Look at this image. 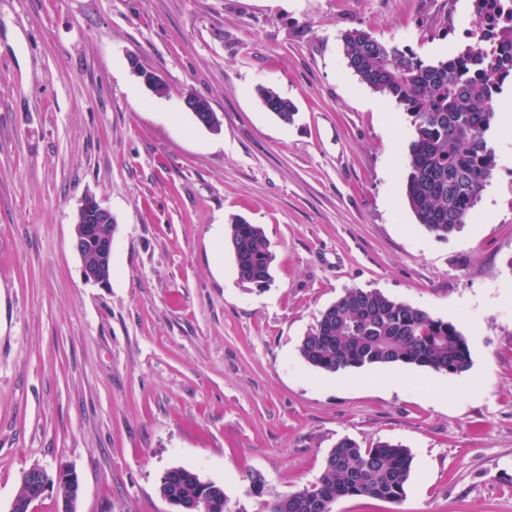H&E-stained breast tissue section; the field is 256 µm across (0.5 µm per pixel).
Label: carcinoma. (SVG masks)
Masks as SVG:
<instances>
[{"instance_id": "cac0c4a2", "label": "carcinoma", "mask_w": 512, "mask_h": 512, "mask_svg": "<svg viewBox=\"0 0 512 512\" xmlns=\"http://www.w3.org/2000/svg\"><path fill=\"white\" fill-rule=\"evenodd\" d=\"M478 28L464 50L433 62L410 48L362 29L341 34L348 69L408 115L411 139L405 168V200L421 224L439 239L459 231L497 167L490 132L499 120L498 95L512 78V22ZM498 48L490 55L488 45ZM265 109L282 123L294 121V104L268 88L258 89ZM238 279L263 287L274 260L263 228L243 218L230 225ZM299 352L312 367L336 373L367 366L408 365L435 373L462 374L471 367L466 338L456 325L378 290L351 288L321 314ZM413 458L400 444L361 447L349 437L336 442L321 475L302 489L275 495L266 512H334L345 498L400 502ZM208 489L205 512H230L224 488L204 483L192 469L173 468L162 496L194 501Z\"/></svg>"}]
</instances>
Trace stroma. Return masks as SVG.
I'll return each instance as SVG.
<instances>
[{"mask_svg": "<svg viewBox=\"0 0 512 512\" xmlns=\"http://www.w3.org/2000/svg\"><path fill=\"white\" fill-rule=\"evenodd\" d=\"M446 0H0V512L30 467L80 480L77 512H168L194 469L231 512H264L344 437L408 448L401 502L335 512H512V108L498 167L440 239L403 196L409 121L347 67L352 28L432 59L464 48ZM157 72L158 97L135 75ZM296 105L286 125L254 89ZM205 97L213 133L183 108ZM115 220L107 287L73 249L81 199ZM272 280L242 283L234 217ZM450 319L458 375L327 373L299 353L347 289ZM229 245L239 280L258 287L268 285L274 257L263 228L235 217L230 225ZM208 489L207 505L201 501L206 512H231L224 488L214 482H205L192 469L185 467L173 468L165 474L159 487L160 494L165 497L175 496L185 501L199 499L203 493L202 484Z\"/></svg>", "mask_w": 512, "mask_h": 512, "instance_id": "stroma-1", "label": "stroma"}]
</instances>
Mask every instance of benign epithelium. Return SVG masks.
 I'll return each mask as SVG.
<instances>
[{"mask_svg":"<svg viewBox=\"0 0 512 512\" xmlns=\"http://www.w3.org/2000/svg\"><path fill=\"white\" fill-rule=\"evenodd\" d=\"M138 75L143 83L156 95H162L166 85L161 76L149 70H140ZM185 109L192 113L197 122L208 129L216 126L214 113L205 110L198 102L196 95L188 93L183 97ZM79 232L74 239V249L81 261V273L87 283L105 287L108 278L104 275L105 266L112 262V234L101 233L105 225L112 224V212L92 196L81 200L76 214ZM29 487L27 494L17 496L12 502L10 512H35L36 503L52 487L67 484L80 490L78 476L69 470L59 469L55 476L39 467L33 466L24 473Z\"/></svg>","mask_w":512,"mask_h":512,"instance_id":"obj_1","label":"benign epithelium"}]
</instances>
